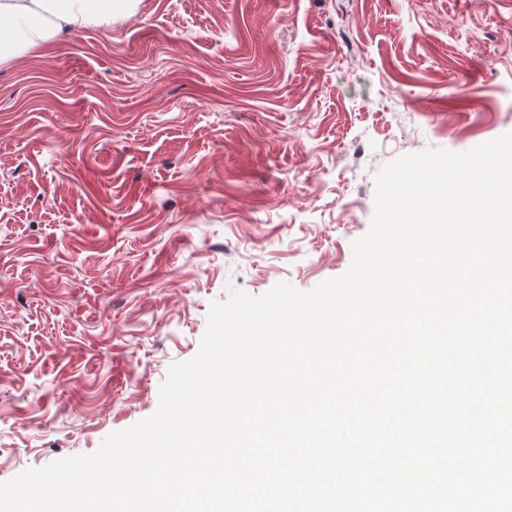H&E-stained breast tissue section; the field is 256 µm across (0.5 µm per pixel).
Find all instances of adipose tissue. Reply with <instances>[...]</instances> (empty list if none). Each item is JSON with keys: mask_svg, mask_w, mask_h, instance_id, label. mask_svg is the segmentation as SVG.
Instances as JSON below:
<instances>
[{"mask_svg": "<svg viewBox=\"0 0 512 512\" xmlns=\"http://www.w3.org/2000/svg\"><path fill=\"white\" fill-rule=\"evenodd\" d=\"M137 0H0V67L86 24L111 23Z\"/></svg>", "mask_w": 512, "mask_h": 512, "instance_id": "adipose-tissue-1", "label": "adipose tissue"}]
</instances>
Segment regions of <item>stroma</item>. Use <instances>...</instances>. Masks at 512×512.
Instances as JSON below:
<instances>
[{
    "instance_id": "35a3bbf8",
    "label": "stroma",
    "mask_w": 512,
    "mask_h": 512,
    "mask_svg": "<svg viewBox=\"0 0 512 512\" xmlns=\"http://www.w3.org/2000/svg\"><path fill=\"white\" fill-rule=\"evenodd\" d=\"M512 132V0H139L0 68V482L158 408L211 302L344 274L375 176Z\"/></svg>"
}]
</instances>
